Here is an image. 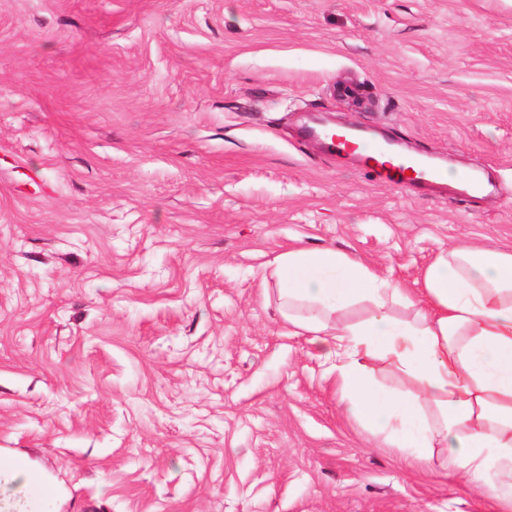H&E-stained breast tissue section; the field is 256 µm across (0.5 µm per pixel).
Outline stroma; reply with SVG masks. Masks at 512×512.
<instances>
[{
  "mask_svg": "<svg viewBox=\"0 0 512 512\" xmlns=\"http://www.w3.org/2000/svg\"><path fill=\"white\" fill-rule=\"evenodd\" d=\"M481 171L377 183L310 116ZM512 251V0H0V448L63 512H502L381 448L273 259Z\"/></svg>",
  "mask_w": 512,
  "mask_h": 512,
  "instance_id": "stroma-1",
  "label": "stroma"
}]
</instances>
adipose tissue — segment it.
I'll return each mask as SVG.
<instances>
[{"label": "adipose tissue", "instance_id": "ef3b65f1", "mask_svg": "<svg viewBox=\"0 0 512 512\" xmlns=\"http://www.w3.org/2000/svg\"><path fill=\"white\" fill-rule=\"evenodd\" d=\"M273 265L290 333L311 335L344 413L413 460L446 449L450 473L511 507L512 252L453 248L416 293L333 248L291 249ZM357 303L368 304L367 316L344 321ZM394 303L411 318L395 317ZM374 360L407 376L413 391L380 384ZM64 497L49 473L0 448V512H54Z\"/></svg>", "mask_w": 512, "mask_h": 512}]
</instances>
